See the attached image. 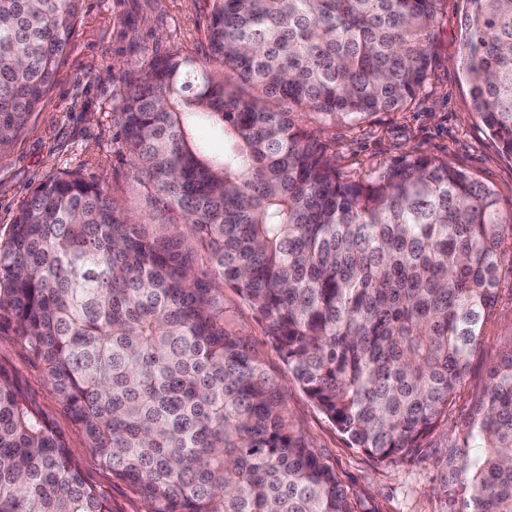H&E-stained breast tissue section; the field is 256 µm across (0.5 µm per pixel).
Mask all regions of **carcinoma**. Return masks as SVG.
<instances>
[{"instance_id":"1","label":"carcinoma","mask_w":512,"mask_h":512,"mask_svg":"<svg viewBox=\"0 0 512 512\" xmlns=\"http://www.w3.org/2000/svg\"><path fill=\"white\" fill-rule=\"evenodd\" d=\"M79 2L0 0V153L50 90ZM468 2L473 108L512 157V0ZM443 3L212 0L202 53L151 59L114 113L132 178L168 221L149 233L106 186L62 172L0 242V308L84 447L147 512H358L291 424L226 286L349 447L409 462L448 422L512 282V213L427 155L344 174L303 124L412 107ZM437 467L466 512H512V343ZM0 512H115L1 358Z\"/></svg>"}]
</instances>
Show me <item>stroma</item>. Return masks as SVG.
Segmentation results:
<instances>
[{"mask_svg": "<svg viewBox=\"0 0 512 512\" xmlns=\"http://www.w3.org/2000/svg\"><path fill=\"white\" fill-rule=\"evenodd\" d=\"M467 0H446L437 28L431 79L416 105L401 112H377L354 125H326L308 115L304 125L320 132L340 168L363 176L371 168L418 151L447 160L493 189L503 211H512V159L486 135L472 110L463 75L462 24ZM211 0H81L77 34L55 81L27 129L0 154V240L20 207L54 172L77 170L102 182L110 195L145 224L163 217L133 182L113 117L125 79L147 60L174 50H195L204 38ZM224 300L236 310L237 327L288 391L294 425L335 469L343 486L371 512H461L463 491H437V460L461 445L464 424L484 387L491 355L512 342V284H503L497 317L488 332L486 354L476 359L467 385L448 410V422L412 461L379 465L344 438L294 383L264 326L234 290ZM0 357L10 361L26 390L62 432L80 459L87 482L100 487L116 512H145L139 493L113 478L84 446L83 434L50 389L36 360L20 341L11 314L0 310Z\"/></svg>", "mask_w": 512, "mask_h": 512, "instance_id": "obj_1", "label": "stroma"}]
</instances>
